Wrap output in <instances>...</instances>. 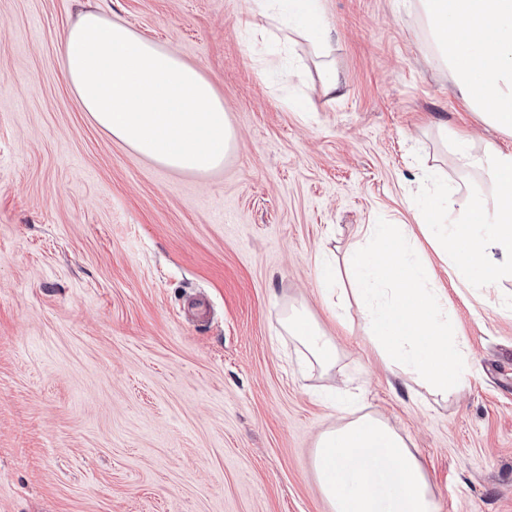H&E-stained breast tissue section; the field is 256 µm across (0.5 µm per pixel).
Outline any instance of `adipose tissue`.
Returning <instances> with one entry per match:
<instances>
[{
  "label": "adipose tissue",
  "instance_id": "obj_1",
  "mask_svg": "<svg viewBox=\"0 0 512 512\" xmlns=\"http://www.w3.org/2000/svg\"><path fill=\"white\" fill-rule=\"evenodd\" d=\"M427 49L448 73L466 107L485 125L512 136V0H414ZM269 21L285 47L305 40L320 58L324 89L340 76L322 0H246L242 26ZM63 68L78 103L112 137L181 172L220 167L237 144L224 99L198 68L128 27L85 11L68 29ZM457 169L483 187L444 224L440 197L413 202L424 235L467 287L512 281V153L475 145L453 132ZM322 370L336 366V344L307 313L282 318ZM343 423L316 441L314 469L331 512H437L427 475L405 438L383 419L342 405Z\"/></svg>",
  "mask_w": 512,
  "mask_h": 512
}]
</instances>
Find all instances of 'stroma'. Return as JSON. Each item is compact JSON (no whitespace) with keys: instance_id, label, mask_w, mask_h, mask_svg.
I'll use <instances>...</instances> for the list:
<instances>
[{"instance_id":"1","label":"stroma","mask_w":512,"mask_h":512,"mask_svg":"<svg viewBox=\"0 0 512 512\" xmlns=\"http://www.w3.org/2000/svg\"><path fill=\"white\" fill-rule=\"evenodd\" d=\"M322 3L336 96L306 42L294 81L272 27L244 33V0H0V512H329L314 449L348 391L439 512H512V283L476 297L435 262L473 365L444 398L387 371L356 303L332 317L316 269L358 225L411 223L423 166L456 211L478 179L440 126L512 137L464 107L404 0ZM87 8L212 81L238 139L222 167L168 170L81 109L62 44ZM292 308L335 338L334 370ZM282 323L290 335L298 338L323 371L335 368L336 344L314 318L293 308L285 313Z\"/></svg>"}]
</instances>
